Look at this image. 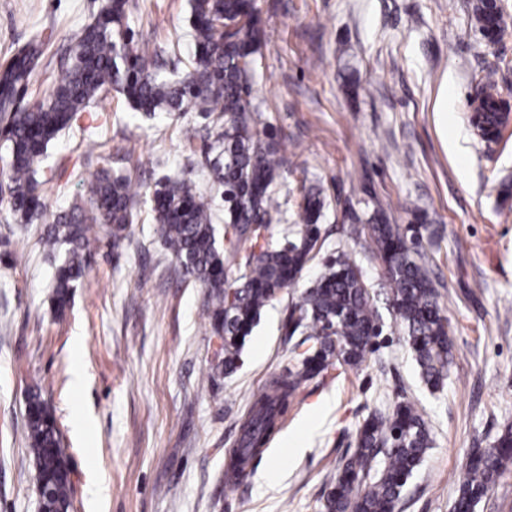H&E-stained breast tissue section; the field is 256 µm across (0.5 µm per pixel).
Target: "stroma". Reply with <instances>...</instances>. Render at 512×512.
Listing matches in <instances>:
<instances>
[{
	"label": "stroma",
	"mask_w": 512,
	"mask_h": 512,
	"mask_svg": "<svg viewBox=\"0 0 512 512\" xmlns=\"http://www.w3.org/2000/svg\"><path fill=\"white\" fill-rule=\"evenodd\" d=\"M136 38L183 70L194 45L189 0H139ZM265 31L253 103L281 144V190L319 191L326 240L297 284L261 314L237 370L217 372L206 291L185 281L134 200L130 233L102 243L69 308L49 298L55 260L40 237L56 211L103 168L152 185L182 175L224 204L206 150L217 130L202 115L149 118L114 93L79 113L43 163L54 177L42 223L16 228L0 194V512H37L24 437L25 400L54 408L74 484L72 512H321L356 428L395 402H415L432 446L396 512H453L461 465L512 425V118L497 138L471 121L478 78L494 71L512 105V30L491 42L478 0H259ZM99 0H0V62L38 37L45 52L25 106L49 93L67 38ZM192 123L198 135L185 144ZM107 141L83 155L81 132ZM425 219L422 249L448 318L454 360L442 390L421 381L386 298L379 347L358 367L335 365L290 405L249 476L228 483L250 400L288 364L292 303L344 246L374 285L384 269L369 247L368 217Z\"/></svg>",
	"instance_id": "stroma-1"
}]
</instances>
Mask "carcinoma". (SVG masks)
<instances>
[{"label":"carcinoma","instance_id":"obj_1","mask_svg":"<svg viewBox=\"0 0 512 512\" xmlns=\"http://www.w3.org/2000/svg\"><path fill=\"white\" fill-rule=\"evenodd\" d=\"M129 10V0H101L93 21L71 38L69 61L60 66L52 91L28 109L21 100L41 65L42 40H30L0 65V138L8 150L9 208L21 224L41 219L50 183L40 178L48 145L78 113L114 91L150 118L198 112L211 119L217 127L211 172L224 185V240L218 238L211 200L179 175L155 183L151 221L184 273L205 288L211 333L222 340L224 357L217 367L229 375L262 310L298 281L313 258L324 201L311 190L303 193L297 229H283L284 243L273 244L272 224L287 217L278 188L277 145L251 104V64L263 41L257 0H191L195 54L177 79L162 73L155 46L135 40ZM476 20L492 39L512 26V17L497 0H480ZM493 88L488 75L475 96L476 124L486 136L508 119V107L493 96ZM85 195L91 211L72 203L55 214L41 237L44 250L61 255L52 296L57 311L68 306L85 277L95 244L104 237L119 243L132 224L135 191L129 177L102 169L85 181ZM366 224L371 248L383 263L395 322L424 382L438 389L448 378L452 343L416 230L390 223L380 207ZM375 296L361 259L337 248L325 272L291 307V359L284 374L253 395L239 447L228 457L229 481L242 480L250 464L262 457L302 386L336 363L358 366L375 352V338L382 333ZM25 429L35 476L47 491L44 512H70L69 461L54 411L37 391L28 394ZM427 448L429 430L413 402L402 400L385 414H372L357 429L355 451L338 464L322 512H395ZM511 462L512 426L490 447L473 449L462 463L454 509L474 512Z\"/></svg>","mask_w":512,"mask_h":512}]
</instances>
